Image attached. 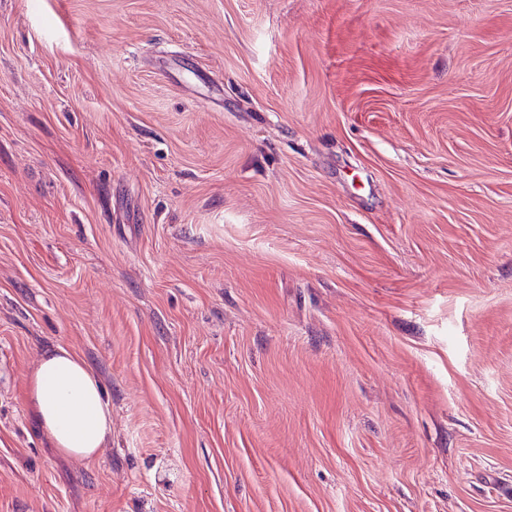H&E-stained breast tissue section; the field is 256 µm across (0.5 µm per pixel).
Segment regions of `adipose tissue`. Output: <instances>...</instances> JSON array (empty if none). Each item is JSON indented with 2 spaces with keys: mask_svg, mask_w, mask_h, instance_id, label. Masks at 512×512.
<instances>
[{
  "mask_svg": "<svg viewBox=\"0 0 512 512\" xmlns=\"http://www.w3.org/2000/svg\"><path fill=\"white\" fill-rule=\"evenodd\" d=\"M37 421L62 453L92 460L112 435V409L88 360L61 344L46 347L30 375Z\"/></svg>",
  "mask_w": 512,
  "mask_h": 512,
  "instance_id": "ef3b65f1",
  "label": "adipose tissue"
}]
</instances>
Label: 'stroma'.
<instances>
[{
	"instance_id": "stroma-1",
	"label": "stroma",
	"mask_w": 512,
	"mask_h": 512,
	"mask_svg": "<svg viewBox=\"0 0 512 512\" xmlns=\"http://www.w3.org/2000/svg\"><path fill=\"white\" fill-rule=\"evenodd\" d=\"M0 512H512V0H0ZM37 421L62 453L93 460L112 435V409L88 360L61 344L46 347L30 375Z\"/></svg>"
}]
</instances>
